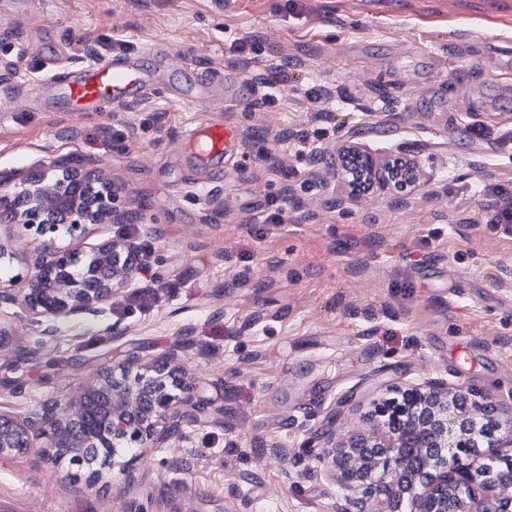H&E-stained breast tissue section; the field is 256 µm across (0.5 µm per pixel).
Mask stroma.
Listing matches in <instances>:
<instances>
[{
	"label": "stroma",
	"instance_id": "stroma-1",
	"mask_svg": "<svg viewBox=\"0 0 512 512\" xmlns=\"http://www.w3.org/2000/svg\"><path fill=\"white\" fill-rule=\"evenodd\" d=\"M0 29L15 34L0 196L53 164L81 168L123 186L149 253L106 314L58 319L41 348L25 309L0 306L24 333L0 347V411L66 399L133 347L177 349L209 403L185 406L187 441L148 449L130 487L87 489L83 470L35 448L1 460L0 512H327L334 488L306 443L365 428L382 391L435 378L512 412V234L486 224L474 195L512 184V0H0ZM247 33L254 46L234 51ZM148 50L177 83L245 80L224 115L240 149L205 188L158 163L198 117L165 87L93 111L30 90ZM251 57L278 68L274 100L252 84ZM303 133L321 162L294 152ZM340 136L413 154L437 180L407 207L374 194L338 207ZM265 151L277 171L260 166ZM286 185L287 223H261Z\"/></svg>",
	"mask_w": 512,
	"mask_h": 512
}]
</instances>
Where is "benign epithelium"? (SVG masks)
Segmentation results:
<instances>
[{"label":"benign epithelium","instance_id":"obj_1","mask_svg":"<svg viewBox=\"0 0 512 512\" xmlns=\"http://www.w3.org/2000/svg\"><path fill=\"white\" fill-rule=\"evenodd\" d=\"M336 204L354 197L364 183L381 196L402 202L432 180L419 162L404 154H380L353 139L335 145ZM76 168L51 167L26 179L16 204L0 209L1 224H16L25 235L66 247L36 256L23 298L42 326L41 341L54 337L60 317L97 318L129 286L136 271L134 245L112 238L86 250L81 244L96 224L126 216L118 197L98 182L84 183ZM175 353L147 363L139 351L103 366L79 392L43 403L27 414L0 413V459L36 446L54 462L69 449L71 462L85 471L88 487L106 474L131 478L128 462L144 448L185 441L182 407L193 384L171 366ZM152 403L141 404L144 389ZM367 436L347 444L333 432L321 435L313 471L324 472L354 503L356 512H512V415L491 411L489 396L439 380L405 390H386L374 400ZM481 478L482 497L472 483Z\"/></svg>","mask_w":512,"mask_h":512}]
</instances>
